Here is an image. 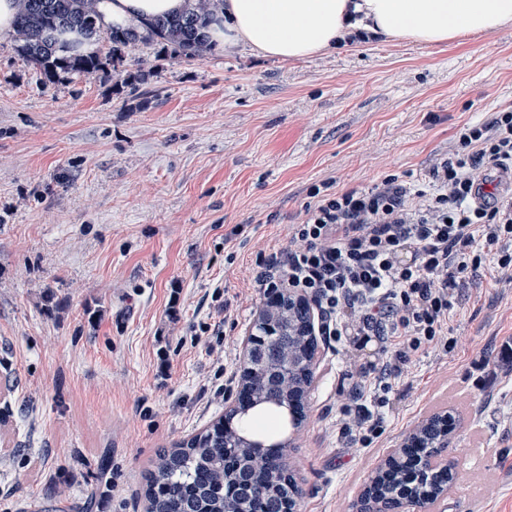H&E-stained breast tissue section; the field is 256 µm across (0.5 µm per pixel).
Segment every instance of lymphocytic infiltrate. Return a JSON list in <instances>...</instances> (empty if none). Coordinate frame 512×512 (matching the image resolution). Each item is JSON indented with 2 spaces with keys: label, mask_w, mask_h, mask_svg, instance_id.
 I'll use <instances>...</instances> for the list:
<instances>
[{
  "label": "lymphocytic infiltrate",
  "mask_w": 512,
  "mask_h": 512,
  "mask_svg": "<svg viewBox=\"0 0 512 512\" xmlns=\"http://www.w3.org/2000/svg\"><path fill=\"white\" fill-rule=\"evenodd\" d=\"M511 167L509 104L459 126L422 185L391 174L367 188L312 187L287 248L262 258L256 288L310 296L319 335L355 348L380 344L385 362L350 364L352 405L341 432L351 443L369 446L383 424L366 391L392 390L419 350L443 344L456 289L490 260L512 286V196L488 190L492 171Z\"/></svg>",
  "instance_id": "f902f5d3"
}]
</instances>
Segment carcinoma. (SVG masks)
Segmentation results:
<instances>
[{
  "label": "carcinoma",
  "instance_id": "cac0c4a2",
  "mask_svg": "<svg viewBox=\"0 0 512 512\" xmlns=\"http://www.w3.org/2000/svg\"><path fill=\"white\" fill-rule=\"evenodd\" d=\"M16 2V51L42 83L96 76L118 90L134 89L153 73L144 59L136 62L134 73L124 67L125 53L140 43L160 44L186 61L212 55L216 44L210 40L209 27L224 8V0H190L179 15L157 17L138 28H105L99 22L98 0ZM271 315L280 328L276 356L263 372L242 378L236 412L251 407L288 409L289 418L278 417L275 425L280 428L287 422L297 429L307 418L305 393L314 377L312 344L303 331L307 309L285 299ZM442 432L439 413L417 427L405 445V456L414 461V468L389 461L386 474L370 480L367 507L397 512L404 499L424 508L436 502L456 476L451 460L440 457L429 467V459L439 452ZM286 451L287 446L268 443L256 431L239 433L217 422L156 455L147 475V512H265L283 500L297 505L302 495L299 483L293 473L280 471Z\"/></svg>",
  "mask_w": 512,
  "mask_h": 512
}]
</instances>
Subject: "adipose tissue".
Segmentation results:
<instances>
[{"label": "adipose tissue", "instance_id": "1", "mask_svg": "<svg viewBox=\"0 0 512 512\" xmlns=\"http://www.w3.org/2000/svg\"><path fill=\"white\" fill-rule=\"evenodd\" d=\"M187 0H99L100 21L127 27ZM512 23V0H224L213 41L273 58L301 59L333 52L364 30L381 37L440 44Z\"/></svg>", "mask_w": 512, "mask_h": 512}]
</instances>
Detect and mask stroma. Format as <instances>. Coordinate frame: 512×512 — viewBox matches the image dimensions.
<instances>
[{"label":"stroma","mask_w":512,"mask_h":512,"mask_svg":"<svg viewBox=\"0 0 512 512\" xmlns=\"http://www.w3.org/2000/svg\"><path fill=\"white\" fill-rule=\"evenodd\" d=\"M0 35V512H144L157 452L223 416L262 295L311 186L424 180L457 127L512 103L499 38L378 39L297 60L161 45L142 92L94 77L41 86ZM512 290L493 266L455 294L447 348L367 403L384 431L340 437L344 342L319 339L290 463L299 512H352L389 449L433 412L463 422L457 481L428 512H512Z\"/></svg>","instance_id":"stroma-1"}]
</instances>
